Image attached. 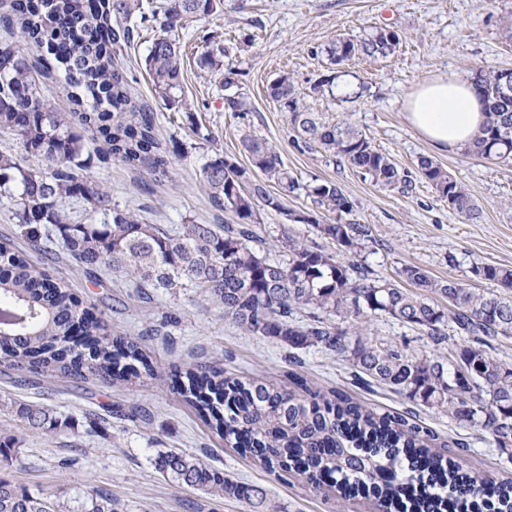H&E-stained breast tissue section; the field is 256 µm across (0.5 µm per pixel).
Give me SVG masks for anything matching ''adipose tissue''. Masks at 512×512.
I'll use <instances>...</instances> for the list:
<instances>
[{
  "label": "adipose tissue",
  "mask_w": 512,
  "mask_h": 512,
  "mask_svg": "<svg viewBox=\"0 0 512 512\" xmlns=\"http://www.w3.org/2000/svg\"><path fill=\"white\" fill-rule=\"evenodd\" d=\"M410 125L439 152L468 147L483 122L469 82L448 74L425 80L407 102Z\"/></svg>",
  "instance_id": "1"
}]
</instances>
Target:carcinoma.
Wrapping results in <instances>:
<instances>
[{
  "instance_id": "obj_1",
  "label": "carcinoma",
  "mask_w": 512,
  "mask_h": 512,
  "mask_svg": "<svg viewBox=\"0 0 512 512\" xmlns=\"http://www.w3.org/2000/svg\"><path fill=\"white\" fill-rule=\"evenodd\" d=\"M224 8V0H167L149 16L160 30L145 57L154 95L171 107H186L182 97L181 42L183 22ZM141 12L140 0H10V13L0 16L9 29L18 27L27 42L42 50L46 73L63 76L73 105L70 115L53 111L29 78L24 51L10 40L0 42V129L15 132L24 151L42 166L25 167L11 154H0V193L8 195L26 248L0 245V352L11 365L33 374L54 370L68 377L97 376L123 381L138 374L134 363L157 377L139 342L110 337L94 313L62 282L36 269L26 249L62 256L90 276L120 271L133 288H151L175 299L201 290L224 308L245 331L273 338L290 350L315 347L349 362L355 376L376 382L412 404L445 414L487 431L494 447L512 457V364L492 354L491 341L512 335V268L477 264L473 273L488 285L438 280L417 266L398 275L414 289L394 280L351 276L348 266L315 242L288 240V261H275L252 245L257 203L278 210V197L266 182L293 192L298 180L284 168L266 143L246 139L253 166L266 182L244 185L245 171L215 155L201 167L199 187L211 205L230 216L226 224H180L165 229L112 204V196L84 171V133L100 141L97 160L128 167L147 165L154 174L167 172L178 147H169L156 132L153 109L141 101L116 55L134 41L127 24ZM402 37L377 28L353 40L337 37L326 53L330 74L310 86V93L352 102L363 96V82L336 93V79L348 75L342 65L356 56L384 58ZM218 42L201 64L224 73V89L232 87L233 70ZM471 84L485 121L464 150L468 156L512 165V70H474ZM271 99L290 114L294 131L339 158L363 178L379 186L407 187L392 159L376 149L362 131L330 123L301 103V92L282 74L267 87ZM224 111L246 112L240 93L224 95ZM419 177L448 199V208L470 219L480 215L464 187L428 156L417 160ZM319 205L336 213V223L316 225L320 236L353 252L368 236L361 224L344 222L351 204L342 189L325 182L314 189ZM308 312L298 321L294 314ZM387 316L427 329L440 346L446 327L469 338L448 355L412 353L378 342L358 330L336 325L334 317ZM181 395L211 421L216 432L243 445L270 469L295 472L313 481L328 478L339 495L363 490L380 512H448V496L464 506L488 512H512V482L489 486L466 481L460 465L432 448L435 434L412 414L375 412L341 390L322 392L304 381L285 391L260 381H242L223 368L200 365L185 372ZM14 413L34 429L54 433L74 428L54 409L0 399V411ZM159 467L179 486L193 487L219 498H243L265 512L266 494L245 488L197 458L170 452ZM116 500L89 495L85 512H116ZM0 512H64L62 505L0 478Z\"/></svg>"
}]
</instances>
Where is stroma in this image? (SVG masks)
I'll return each instance as SVG.
<instances>
[{"label": "stroma", "mask_w": 512, "mask_h": 512, "mask_svg": "<svg viewBox=\"0 0 512 512\" xmlns=\"http://www.w3.org/2000/svg\"><path fill=\"white\" fill-rule=\"evenodd\" d=\"M512 14V0H224V8L189 19L179 32L184 46L182 84L188 108L155 101L144 58L154 38L150 27L127 48L119 66L133 78L136 93L151 102L157 132L165 144H183L184 156L173 158L167 176L148 169L92 162L89 173L112 196L149 224H221L198 188L201 165L223 155L253 168L243 141L268 143L300 184L292 193L270 185L281 209L256 208L253 230L257 250L282 259L289 239L321 241L340 262L365 268L369 277L396 278L398 270L415 265L437 279H453L471 287L478 263L512 267V168L461 152L433 154L406 119L405 101L424 80L445 74L469 78L479 67L512 69V41L504 36L503 19ZM376 28H394L402 42L386 58H356L347 71L364 81L367 91L353 102L309 95L310 85L328 68L326 46L336 37L359 39ZM222 42L237 71L235 92L248 102L247 111L224 109V77L201 67V54ZM291 73L304 103L327 121L353 126L387 154L413 183L409 190L382 187L339 164L315 144L297 140L288 112L267 92L271 80ZM437 162L461 183L481 215L472 220L453 212L448 202L416 171L419 156ZM336 183L352 205L349 221L365 225L369 238L357 252L336 242L319 240L314 224L303 216L332 223L335 213L318 207L313 190ZM30 262L65 281L92 310L111 336L137 337L157 378L143 375L107 383L96 377H64L48 371L34 375L0 359V397L52 406L59 416L73 418L74 430L47 435L8 412L0 413V440H21L18 458L0 462V477L31 492L56 495L70 512H81L87 493L112 494L119 512H253L245 501L216 498L174 484L160 473L159 454L192 455L236 481L263 488L273 512H375L373 498L359 494L339 498L298 475L269 471L244 449L224 441L177 393L188 367L218 364L228 374L258 379L291 389L292 375L322 390H342L354 401L379 411L405 412L410 402L387 388L358 383L348 363L311 347L289 353L276 340L257 336L225 317L223 309L203 294L171 303L154 302L127 285L121 274L103 273L97 287L82 268L52 256L30 253ZM174 306L177 323L157 320L158 307ZM344 328L363 327L376 337L414 352L433 351L424 330L380 316L361 323L348 318ZM420 423L435 432V448L461 458L465 472L487 482L512 480V457L494 448L488 432L470 428L429 410H419Z\"/></svg>", "instance_id": "obj_1"}]
</instances>
